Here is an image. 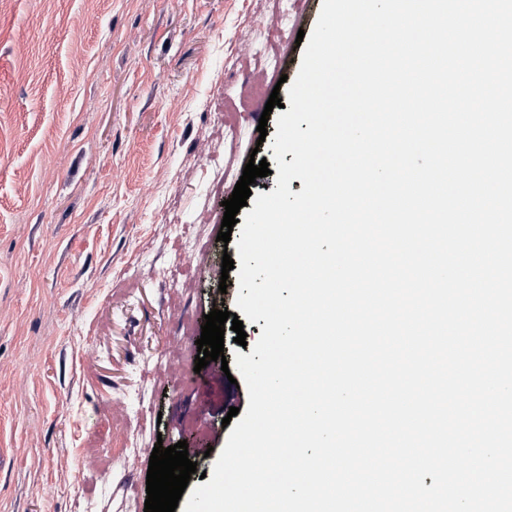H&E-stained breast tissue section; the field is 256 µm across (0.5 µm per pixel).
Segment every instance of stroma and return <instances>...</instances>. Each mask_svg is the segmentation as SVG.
Instances as JSON below:
<instances>
[{"instance_id": "obj_1", "label": "stroma", "mask_w": 512, "mask_h": 512, "mask_svg": "<svg viewBox=\"0 0 512 512\" xmlns=\"http://www.w3.org/2000/svg\"><path fill=\"white\" fill-rule=\"evenodd\" d=\"M322 0H0V512H144L156 442L212 471L246 386L224 200L272 157L244 98L296 78ZM226 291H219V284Z\"/></svg>"}]
</instances>
